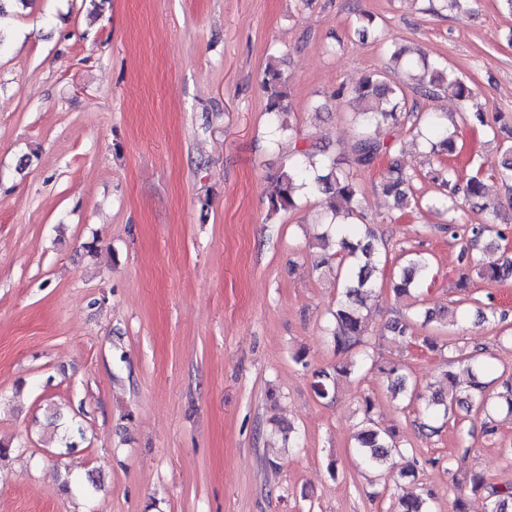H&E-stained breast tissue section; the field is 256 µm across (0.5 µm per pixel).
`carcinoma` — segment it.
I'll return each instance as SVG.
<instances>
[{
	"label": "carcinoma",
	"instance_id": "obj_1",
	"mask_svg": "<svg viewBox=\"0 0 512 512\" xmlns=\"http://www.w3.org/2000/svg\"><path fill=\"white\" fill-rule=\"evenodd\" d=\"M415 67L419 73L412 79L416 81V90L421 95L432 97L449 91L461 102L472 99V89L453 71L446 70L443 64L425 58L418 65L404 64L407 70ZM262 87L265 111L276 117L285 112L288 78L283 72L273 65L268 66ZM352 94L360 108L352 116L357 135L348 151L347 166H340L337 159L326 156L325 150L317 146L301 151L298 157L288 160V165L280 172L269 177L267 201L270 213L296 208L300 192L310 188L325 197L333 216L345 219L363 217L362 187L357 180V172L390 156L398 145L396 134L406 129L414 138L422 139L431 157L440 159L455 152L459 133L457 124L449 125L431 113L408 107L400 84L387 80L378 72L371 73L352 88ZM488 177L512 190V143L503 147L497 165L490 168V172L485 173L480 167L464 183L460 181L455 166L440 164L433 171V179L441 180L445 187L442 199L425 200L417 196L412 190L414 176L404 172L395 162L383 177L382 190L399 210L423 206L444 209L448 213L446 230L453 237L463 239L458 261L479 279L507 280L512 278V257L506 254L502 243L512 235V227L505 226L497 231L496 238L489 240L485 236V225H460L457 221V213L464 204L489 213L497 212L498 201L486 191L485 179ZM335 233L334 256L323 257L316 263L318 267L336 263V285L341 288L327 328V336L340 361L331 371L320 370L313 374V391L322 400L335 399L341 378L361 372L371 360L365 342L366 316L361 307L365 305L366 298L375 293L378 279L384 275V270L379 267L380 245L375 237L349 238L339 228ZM475 249L482 250L486 256L473 257ZM389 280L397 294H404L411 288H425L432 280L431 262L418 252H410L404 265L390 269ZM455 318L456 309L440 307L425 312L423 322L435 321L444 325L455 321ZM485 353L486 350L480 347L467 350L448 346L446 363L467 362L468 382L462 388L456 375L446 373L448 391L435 394L417 418L416 426L422 435L427 438L438 435L445 424L457 420L458 409L512 414V383L503 382L501 390L493 398L487 394L484 374L489 364ZM383 373L393 395H402L410 402L418 396L417 383L410 380L404 365L389 362ZM373 409V401L365 399L363 416L356 423L352 435L353 448L368 468L382 472L397 445L394 431L372 418ZM470 495L484 496L488 501V512H512V487H496L479 472H471L459 482L454 512H467L466 498ZM429 498V492L403 496L399 499V512H430L427 508Z\"/></svg>",
	"mask_w": 512,
	"mask_h": 512
}]
</instances>
